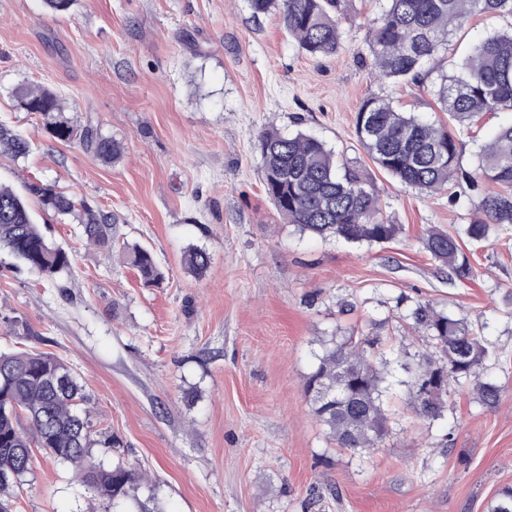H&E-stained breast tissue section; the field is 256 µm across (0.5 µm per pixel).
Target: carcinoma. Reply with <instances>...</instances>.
<instances>
[{
  "label": "carcinoma",
  "mask_w": 512,
  "mask_h": 512,
  "mask_svg": "<svg viewBox=\"0 0 512 512\" xmlns=\"http://www.w3.org/2000/svg\"><path fill=\"white\" fill-rule=\"evenodd\" d=\"M340 0H248L252 16L274 13L299 49L312 57H331L342 49L343 32L336 19ZM382 7L369 28L371 74L393 83L430 82L440 111L460 126L502 110L512 111V23L494 30L473 45L450 74L435 71L438 55L447 50L457 31L475 15L512 20V0H380ZM26 111L37 108L49 134L80 145L104 161L120 158L121 146L99 129L74 127L59 97L48 89H25L18 96ZM356 134L361 146L388 176L421 193H434L456 182L474 196L478 218L465 229L473 244L485 241L491 225H512V124L499 128L488 141L476 145L470 166L462 162L457 136L416 112H406L390 99H366L357 114ZM262 157L260 180L278 213L301 232L324 240L380 243L396 238L402 228L390 223L381 207V190L359 169L339 158L321 139L298 131L285 135L267 129L258 136ZM30 142L0 125V154L19 159ZM43 211L71 216L88 240L102 249L118 247L126 264L146 286H157L164 274L153 253L139 245L119 243L110 218L84 202L44 183L26 186ZM423 248L448 268V282L470 276L471 266L459 238L429 228ZM7 249L29 268L54 276L71 265L69 254L49 242L27 200L0 185V249ZM183 263L192 274L207 268L206 251L189 248ZM424 331L425 349L418 353L409 392L413 409L435 420L442 415L448 388L426 400L423 391L435 373L460 381L475 375L488 351L482 337L468 323L429 303L411 313ZM377 338L330 337L321 340L305 388L312 410L336 447L370 451L380 447L389 432L383 405L385 372L374 360ZM338 387L354 393V409L334 407ZM480 400L495 407L500 387L475 380ZM87 397L79 378L61 360L40 353L0 352V512H10L15 488L29 472L30 439L56 461L72 469L96 494L120 503L136 499L145 473L130 464L104 465L92 452L114 446L111 438L93 439L84 408ZM25 417L29 431L20 427ZM489 512H512V486L502 488Z\"/></svg>",
  "instance_id": "cac0c4a2"
}]
</instances>
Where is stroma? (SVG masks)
Segmentation results:
<instances>
[{
    "mask_svg": "<svg viewBox=\"0 0 512 512\" xmlns=\"http://www.w3.org/2000/svg\"><path fill=\"white\" fill-rule=\"evenodd\" d=\"M344 46L299 50L276 15L247 0H0V124L32 143L0 155V184L40 180L114 216L121 239L148 246L165 279L143 286L118 252L91 245L72 220L45 217L71 265L48 278L0 251V351L57 357L85 386L93 434L120 442L105 461L141 466L163 512H487L512 485V225L479 246L462 241L470 279L449 283L420 238L463 232L473 207L459 186L424 195L393 181L355 131L370 97L457 131L422 84L374 80L367 53L376 0H344ZM58 93L77 128L120 143L106 162L48 134L17 93ZM313 134L382 190L395 240L346 243L304 234L278 216L260 182L267 126ZM206 250L188 273L189 246ZM428 302L464 319L490 355L481 403L451 383L441 418L407 401ZM376 336L389 366L391 432L370 453L336 448L315 417L306 377L321 340ZM13 512H113L69 467L35 451Z\"/></svg>",
    "mask_w": 512,
    "mask_h": 512,
    "instance_id": "stroma-1",
    "label": "stroma"
}]
</instances>
